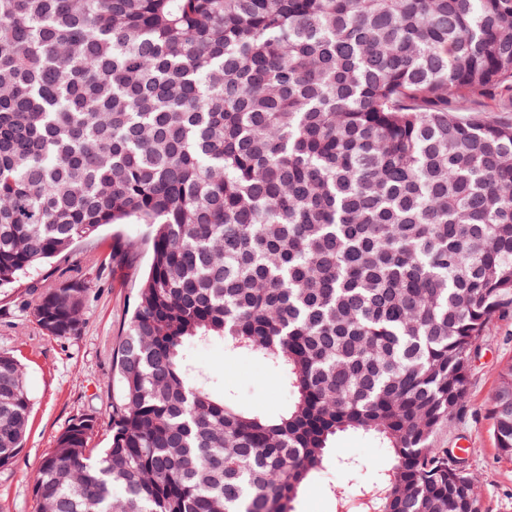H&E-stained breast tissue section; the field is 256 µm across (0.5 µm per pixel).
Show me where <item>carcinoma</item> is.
Listing matches in <instances>:
<instances>
[{
	"label": "carcinoma",
	"instance_id": "cac0c4a2",
	"mask_svg": "<svg viewBox=\"0 0 512 512\" xmlns=\"http://www.w3.org/2000/svg\"><path fill=\"white\" fill-rule=\"evenodd\" d=\"M130 221L109 444L72 419L37 512H292L345 432L391 451L373 512H483L435 435L512 312V0H0V291ZM87 297L26 312L75 337ZM206 342L288 406L216 391ZM489 411L511 459V363ZM31 414L0 352V466Z\"/></svg>",
	"mask_w": 512,
	"mask_h": 512
}]
</instances>
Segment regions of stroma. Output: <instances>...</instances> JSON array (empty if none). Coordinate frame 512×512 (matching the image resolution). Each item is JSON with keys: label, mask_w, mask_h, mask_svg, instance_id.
Instances as JSON below:
<instances>
[{"label": "stroma", "mask_w": 512, "mask_h": 512, "mask_svg": "<svg viewBox=\"0 0 512 512\" xmlns=\"http://www.w3.org/2000/svg\"><path fill=\"white\" fill-rule=\"evenodd\" d=\"M149 230L142 224L106 227L97 240L79 245L70 262L88 278L89 301L80 335L59 339L42 334L28 317L26 289L0 292V351L25 368L33 403L23 448L0 467V512H35L33 486L56 436L71 419L101 414L112 404L113 357L135 303L143 270L150 262ZM200 369L223 384L248 408L274 411L288 392L252 359L227 360L217 344L193 350ZM512 363V318L493 321L472 358L466 406L436 435L440 447L464 449L486 512H512V460L495 448L489 396L503 366ZM332 459L303 486L293 512H363L375 494L381 470L391 464L388 449L356 432L337 436ZM344 488L343 498L333 491Z\"/></svg>", "instance_id": "stroma-1"}]
</instances>
